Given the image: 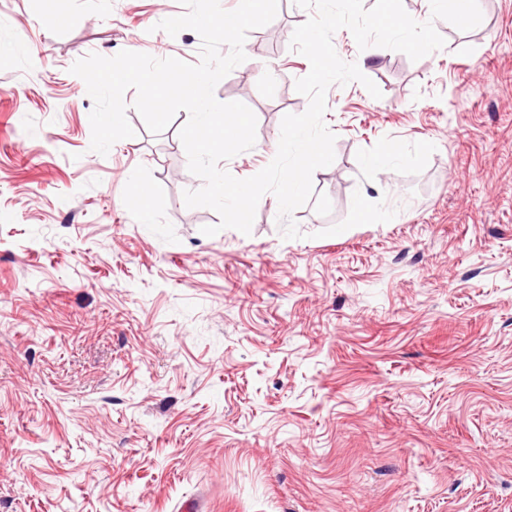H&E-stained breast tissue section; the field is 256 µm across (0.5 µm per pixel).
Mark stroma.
I'll list each match as a JSON object with an SVG mask.
<instances>
[{
    "mask_svg": "<svg viewBox=\"0 0 512 512\" xmlns=\"http://www.w3.org/2000/svg\"><path fill=\"white\" fill-rule=\"evenodd\" d=\"M479 6L417 61L334 34L382 96L328 88L335 160L287 240L270 193L250 235L202 234L186 111L152 134L127 90L134 137L89 149L72 64L198 63L157 28L179 0H0V512H512V0ZM309 16L279 0L215 88L257 118L235 177L308 107ZM357 191L396 216L323 236Z\"/></svg>",
    "mask_w": 512,
    "mask_h": 512,
    "instance_id": "35a3bbf8",
    "label": "stroma"
}]
</instances>
